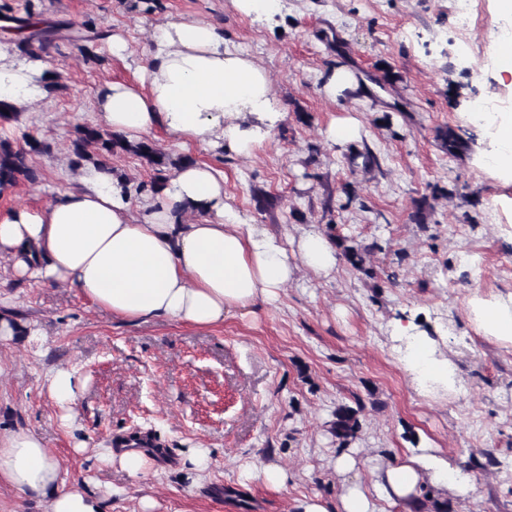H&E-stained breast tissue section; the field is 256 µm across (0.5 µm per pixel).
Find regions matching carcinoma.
Here are the masks:
<instances>
[{"instance_id": "1", "label": "carcinoma", "mask_w": 512, "mask_h": 512, "mask_svg": "<svg viewBox=\"0 0 512 512\" xmlns=\"http://www.w3.org/2000/svg\"><path fill=\"white\" fill-rule=\"evenodd\" d=\"M27 18L18 19L22 26L30 28L28 35L17 43L20 54L28 58H40L50 55V49L59 31L43 29L30 22L33 17L32 6L26 8ZM64 38L77 45L78 49L89 60L102 61L95 52L96 41L104 38L103 26L92 21L72 23L65 27ZM47 145L34 138L25 137V146L18 147L8 140H0V193L16 186L20 180H32L34 171L28 166L27 155L32 152H43ZM125 152L136 155L154 166L167 164L179 165L181 161H173L166 157L156 144L149 140L129 141L124 136L105 132L92 125H79L75 128L72 140L73 162L77 165L89 162L94 165L110 167L112 156ZM359 410L341 405L334 412L331 429L340 442L347 443L356 437L360 428Z\"/></svg>"}]
</instances>
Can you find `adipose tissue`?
I'll return each mask as SVG.
<instances>
[{"instance_id":"1","label":"adipose tissue","mask_w":512,"mask_h":512,"mask_svg":"<svg viewBox=\"0 0 512 512\" xmlns=\"http://www.w3.org/2000/svg\"><path fill=\"white\" fill-rule=\"evenodd\" d=\"M48 69L20 59L0 43V100L30 105L45 93ZM107 127L130 140L154 132L181 148L248 156L270 142L285 120L267 71L230 47L224 33L200 19L157 25L136 82L109 83L96 97ZM484 155L504 184H512V112L492 115ZM79 185L57 192L46 208L19 206L0 218V260L15 277L75 288L98 310L133 322L163 318L197 327L223 324L232 311L277 301L297 264L329 274L334 243L318 232L300 236L292 263L277 236L242 223L224 196V172L208 163L183 165L158 194L134 198L125 181L93 164ZM198 219L185 221L187 211ZM469 316L487 339L512 345V292L473 293ZM405 348L400 362L421 394L454 386L451 359L437 356L426 336L395 322ZM65 466L32 430L0 436V483L48 501V512H101L80 486L64 484ZM459 495L475 484L433 456L411 455L379 467L375 486L402 512H421L425 483Z\"/></svg>"}]
</instances>
